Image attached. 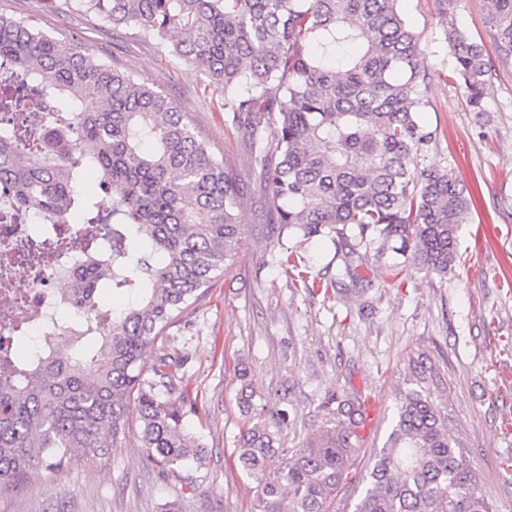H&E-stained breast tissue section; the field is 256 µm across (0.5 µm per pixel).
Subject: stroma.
Wrapping results in <instances>:
<instances>
[{"label":"stroma","instance_id":"stroma-1","mask_svg":"<svg viewBox=\"0 0 512 512\" xmlns=\"http://www.w3.org/2000/svg\"><path fill=\"white\" fill-rule=\"evenodd\" d=\"M400 9L426 45L421 65L430 75V105L421 120L440 132L427 161L479 184V209L460 225L459 258L444 277L410 264L391 280L370 262L351 278L330 242L289 238L309 278L320 283L310 291L279 267L249 147L225 126L221 94L199 71L176 65L159 41L77 10L73 0H0V14L27 18L62 45H80L157 86L248 191L238 262L169 330L188 354L180 372L184 423L203 447L201 467L185 478L159 475L132 431L105 464L77 458L55 479L36 472L27 487L0 490V512H166L171 505L180 512H252L256 484L236 461L241 366L269 409L287 408L293 418L283 432L288 448L322 431L325 399L361 398L358 470L366 472L391 431L394 389L417 356L438 374L431 396L480 487L497 512H512V64L499 68L487 112L477 117L461 83L449 78L454 56L444 31L452 20L493 46L486 0H453L446 11L438 0H400Z\"/></svg>","mask_w":512,"mask_h":512}]
</instances>
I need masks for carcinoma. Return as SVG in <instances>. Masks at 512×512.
<instances>
[{
  "mask_svg": "<svg viewBox=\"0 0 512 512\" xmlns=\"http://www.w3.org/2000/svg\"><path fill=\"white\" fill-rule=\"evenodd\" d=\"M77 2L114 28L162 40L224 93L221 110L249 143L271 234L322 236L337 248L351 237L392 280L405 260L448 274L476 197L446 169L411 167L438 129L418 118L428 75L400 0ZM487 23L492 55L454 20L445 30L474 112L486 111L497 67L512 63V0H488ZM1 60L25 82L0 92V113L26 112L41 96L57 115L0 129V188L47 224L76 216L104 233L78 257L81 300L50 318L57 338L37 343L23 328L15 340L33 343L28 355L0 354V489L24 487L34 470L52 479L76 453L107 462L133 420L159 471L178 475L201 460L180 405L187 354L172 345L150 364L146 355L236 263L239 174L164 92L22 18L0 15ZM21 141L31 148L24 160ZM89 170L112 190L110 208L85 184ZM279 263L315 288L286 245ZM103 290L131 301L101 315L94 300ZM237 380L247 417L237 462L257 483V512H332L356 477L363 402L330 399L336 408L318 439L285 448L247 369ZM395 400V424L353 512H494L429 392L399 387Z\"/></svg>",
  "mask_w": 512,
  "mask_h": 512,
  "instance_id": "1",
  "label": "carcinoma"
}]
</instances>
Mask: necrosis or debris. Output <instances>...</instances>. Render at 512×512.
<instances>
[{
    "instance_id": "obj_1",
    "label": "necrosis or debris",
    "mask_w": 512,
    "mask_h": 512,
    "mask_svg": "<svg viewBox=\"0 0 512 512\" xmlns=\"http://www.w3.org/2000/svg\"><path fill=\"white\" fill-rule=\"evenodd\" d=\"M97 224H35L0 205V345L8 346L13 324L27 322L33 332L47 324L55 302L50 284L63 269L61 252L79 251L86 236L101 233Z\"/></svg>"
}]
</instances>
